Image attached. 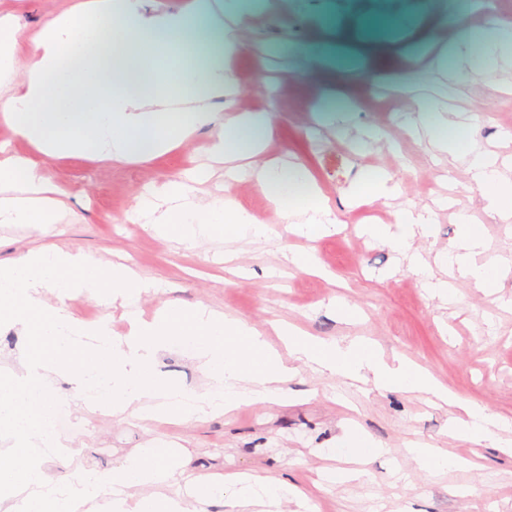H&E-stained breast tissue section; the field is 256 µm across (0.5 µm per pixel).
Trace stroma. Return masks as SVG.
<instances>
[{
    "instance_id": "35a3bbf8",
    "label": "stroma",
    "mask_w": 512,
    "mask_h": 512,
    "mask_svg": "<svg viewBox=\"0 0 512 512\" xmlns=\"http://www.w3.org/2000/svg\"><path fill=\"white\" fill-rule=\"evenodd\" d=\"M67 5L0 0V14L35 31ZM487 10L499 22H512V0H267L241 30L244 48L232 65L235 96L213 102L214 124L149 160L37 156L27 140L0 126L8 154L34 157L66 192L65 211L46 231L0 224V262L44 246L123 262L154 285L139 302L144 317L175 301L239 318L265 331L276 347L280 323L311 336L362 338L376 343L386 361L406 358L461 399L512 421V223L483 212L465 162L438 150L417 121L419 103L430 102L457 131L474 132L512 176V57L473 65L448 54L460 26L473 37L482 32ZM419 37L428 39V52L406 53L405 45ZM306 44L357 47L361 56L352 72L339 74L327 62L301 56L298 49ZM335 95L349 98V108L319 111L320 101ZM247 110L275 116L257 163L299 164L327 199L335 233L314 240L293 234L253 178L228 182L219 171L201 185L202 195L258 206L273 241L228 247L204 239L186 247L151 234L137 216L139 198L205 162L226 118ZM380 172L392 177L398 193L373 203L357 197V182ZM410 208L433 214L430 236L415 246L435 277L447 281V299L433 297L425 275L365 232L368 221L392 224L398 211ZM462 213L485 228L486 248L477 262L506 263L499 290L476 288L439 267L437 256L456 238ZM285 249L312 253L324 275L284 266ZM340 301L357 310L355 320L337 317ZM71 306L83 320H106L114 337L127 332L121 302L84 295ZM288 387L290 404L258 402L187 422L121 420L76 409L74 428L59 435L79 448L75 464L49 454L43 467L59 479L79 464L106 474L118 458L157 438L172 442L192 475L273 476L295 486L300 494L282 503V512H512V456L453 438L447 404L419 391H381L301 363ZM346 426L380 443L383 455L367 464L332 455ZM412 442L446 449L466 464L430 473L408 454ZM338 469L346 478H331Z\"/></svg>"
}]
</instances>
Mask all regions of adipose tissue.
<instances>
[{
    "label": "adipose tissue",
    "instance_id": "ef3b65f1",
    "mask_svg": "<svg viewBox=\"0 0 512 512\" xmlns=\"http://www.w3.org/2000/svg\"><path fill=\"white\" fill-rule=\"evenodd\" d=\"M196 13L224 31V52L215 59L195 58L172 70L162 60L172 36L191 42L195 31L183 14L145 12L141 0H80L35 33L24 32L11 17H0V124L26 139L48 157L82 156L99 162H130L159 156L174 145L175 135H189L214 121L210 101L233 96L229 63L242 50L240 30L258 13L257 0H198ZM29 62L18 72L17 61ZM436 146L468 161L471 180L484 210L493 220L512 222V179L495 160L476 151L472 141L450 132L451 123L421 103ZM272 115L249 112L231 119L211 153L231 162L257 156L245 136L270 128ZM194 174L192 183L170 181L141 199L139 213L157 237L194 245L223 235L255 242L268 238V227L232 199L197 196L194 184L208 179ZM259 189L296 230L312 239L329 232L331 210L310 181L295 168L264 165L256 170ZM63 190L44 169L27 158L0 160V224L42 228L55 223L66 204ZM430 212H401L396 223L367 225V233L409 253L416 239L429 236ZM484 227L461 218L459 233L444 255L479 288L502 285L503 267L479 263ZM276 332L295 361L355 381H373L380 390L423 391L462 409L452 418L454 437L474 445L490 444L512 453L504 424L485 408L458 398L423 367L406 359L388 364L373 344L353 338L323 339L292 326Z\"/></svg>",
    "mask_w": 512,
    "mask_h": 512
}]
</instances>
